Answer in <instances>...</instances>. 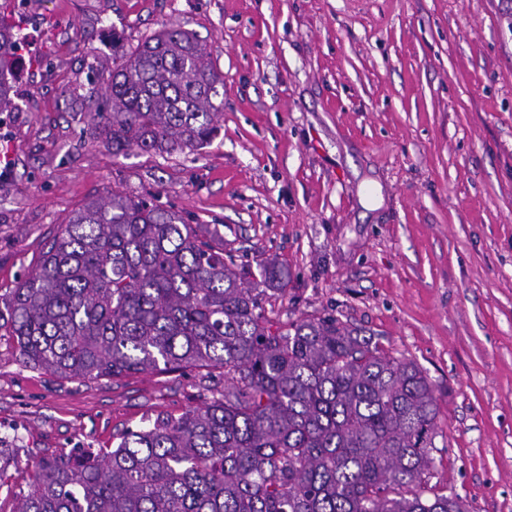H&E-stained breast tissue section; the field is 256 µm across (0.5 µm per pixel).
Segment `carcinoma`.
Masks as SVG:
<instances>
[{"mask_svg":"<svg viewBox=\"0 0 512 512\" xmlns=\"http://www.w3.org/2000/svg\"><path fill=\"white\" fill-rule=\"evenodd\" d=\"M21 41L0 14V112ZM94 134L112 154L198 151L218 132L224 75L196 37L164 28L112 64ZM247 264L174 211L91 199L0 296V329L28 368L63 379L196 370L212 396L129 429L110 451L36 458L14 512H465L428 486L437 400L419 365L335 316L272 327ZM262 283L283 290L270 261Z\"/></svg>","mask_w":512,"mask_h":512,"instance_id":"carcinoma-1","label":"carcinoma"}]
</instances>
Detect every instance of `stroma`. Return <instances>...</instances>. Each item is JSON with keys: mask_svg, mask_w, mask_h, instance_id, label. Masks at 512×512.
<instances>
[{"mask_svg": "<svg viewBox=\"0 0 512 512\" xmlns=\"http://www.w3.org/2000/svg\"><path fill=\"white\" fill-rule=\"evenodd\" d=\"M26 46L0 112V294L86 201L152 200L218 229L266 317L331 314L432 384L429 478L468 512H512V0H7ZM196 34L224 75L211 145L113 156L88 96L124 48ZM194 372L62 379L0 339V436L108 448L202 405Z\"/></svg>", "mask_w": 512, "mask_h": 512, "instance_id": "1", "label": "stroma"}]
</instances>
